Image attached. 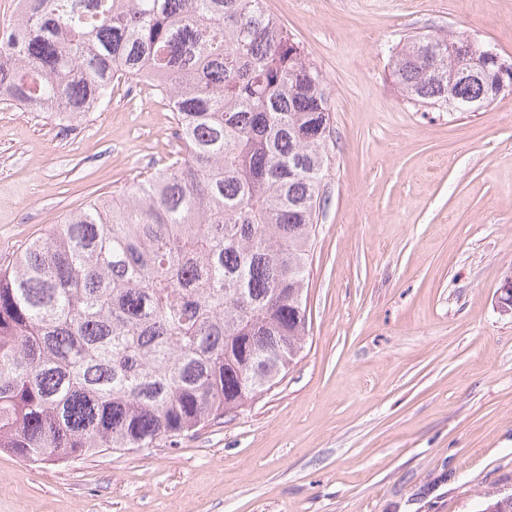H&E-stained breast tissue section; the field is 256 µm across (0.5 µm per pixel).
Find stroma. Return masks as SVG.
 I'll list each match as a JSON object with an SVG mask.
<instances>
[{
	"instance_id": "1",
	"label": "stroma",
	"mask_w": 512,
	"mask_h": 512,
	"mask_svg": "<svg viewBox=\"0 0 512 512\" xmlns=\"http://www.w3.org/2000/svg\"><path fill=\"white\" fill-rule=\"evenodd\" d=\"M321 72L330 160L306 346L178 445L32 463L0 450V512H478L512 494V91L426 112L389 67L461 32L512 61V0H264ZM116 86L64 125L0 104V265L175 151Z\"/></svg>"
}]
</instances>
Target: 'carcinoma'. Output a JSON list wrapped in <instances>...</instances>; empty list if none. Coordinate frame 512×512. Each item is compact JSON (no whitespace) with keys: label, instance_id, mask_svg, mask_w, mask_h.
Returning <instances> with one entry per match:
<instances>
[{"label":"carcinoma","instance_id":"carcinoma-1","mask_svg":"<svg viewBox=\"0 0 512 512\" xmlns=\"http://www.w3.org/2000/svg\"><path fill=\"white\" fill-rule=\"evenodd\" d=\"M391 58L437 112L448 34ZM151 83L179 151L0 265V449L30 462L174 444L269 390L309 333L306 271L328 169L320 72L263 0H23L0 27V101L77 119Z\"/></svg>","mask_w":512,"mask_h":512}]
</instances>
